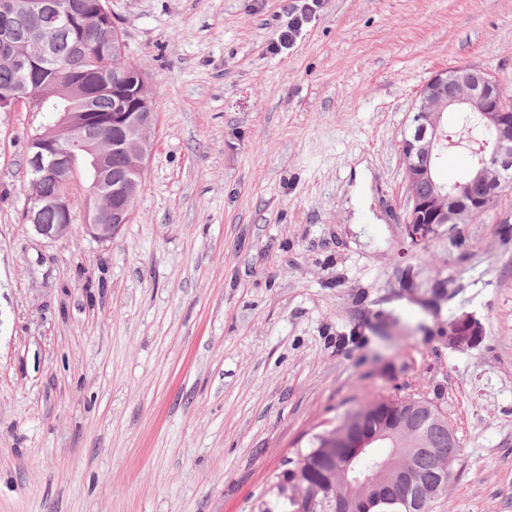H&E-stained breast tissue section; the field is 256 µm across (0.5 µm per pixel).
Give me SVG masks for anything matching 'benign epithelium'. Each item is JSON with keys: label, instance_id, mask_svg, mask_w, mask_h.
<instances>
[{"label": "benign epithelium", "instance_id": "benign-epithelium-1", "mask_svg": "<svg viewBox=\"0 0 512 512\" xmlns=\"http://www.w3.org/2000/svg\"><path fill=\"white\" fill-rule=\"evenodd\" d=\"M61 98L62 112L57 123L48 128L42 142L35 146L27 159L30 183L54 174L61 185V194L45 198L32 190L28 194L25 220L37 234L56 239L65 235L76 216L71 202L74 191L81 193L80 211L89 235L100 242H110L122 225L112 218H130L136 198L135 192L122 196V206L112 210V169L110 151L104 147L109 141L112 148L126 153L129 166L145 172L150 154L138 152L133 140L143 137L153 128V112H114L110 119L89 116L90 99L82 103L83 111H74V99L66 88L56 92ZM44 95L22 85L21 89L4 101L5 109L26 106L34 112L40 108ZM473 112L483 126L494 133L492 154L481 158L472 166L465 181L447 190L436 185L434 195L425 197L415 186L427 178L435 181V163L447 134V112ZM401 156L405 181L410 191L411 205L407 213L405 230L411 241L422 244L428 236L427 225L436 229L444 224H467L484 214L495 198L512 182L505 179L512 169V98L498 79L476 66L460 64L433 73L420 87L415 100L411 131L401 141ZM55 208L65 212L62 224H41L40 212ZM483 335V326L475 318L463 315L448 327V344L465 349L474 344V337ZM378 437L362 439L350 449L341 469L348 483L391 481L405 492L404 502H418L436 495L443 483L425 487L419 481L410 457L416 449H407L409 459L396 466L393 455L376 457L372 468L365 471L359 459L367 449L375 447Z\"/></svg>", "mask_w": 512, "mask_h": 512}]
</instances>
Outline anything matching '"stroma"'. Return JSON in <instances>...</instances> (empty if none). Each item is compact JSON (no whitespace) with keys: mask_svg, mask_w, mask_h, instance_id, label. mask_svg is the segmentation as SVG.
<instances>
[{"mask_svg":"<svg viewBox=\"0 0 512 512\" xmlns=\"http://www.w3.org/2000/svg\"><path fill=\"white\" fill-rule=\"evenodd\" d=\"M297 4L108 0L159 103L111 242L23 222L52 116L0 111V512H266L315 434L396 397L460 442L433 512H512V190L415 246L400 155L438 69L512 96V0H325L274 51ZM475 336H483V326L472 316L463 315L448 327V344L455 348L473 345Z\"/></svg>","mask_w":512,"mask_h":512,"instance_id":"stroma-1","label":"stroma"}]
</instances>
